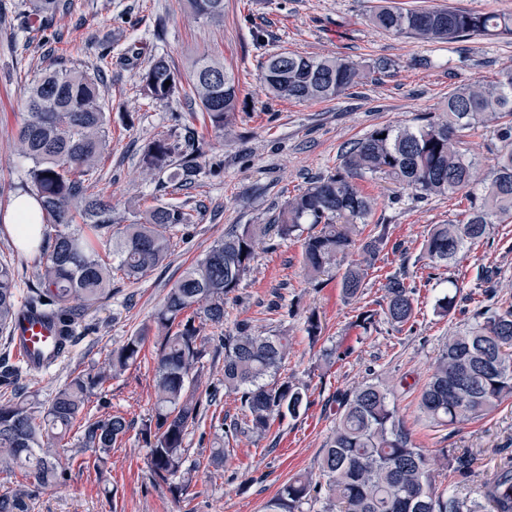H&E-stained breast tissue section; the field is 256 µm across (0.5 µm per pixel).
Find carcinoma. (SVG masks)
<instances>
[{"label":"carcinoma","instance_id":"1","mask_svg":"<svg viewBox=\"0 0 512 512\" xmlns=\"http://www.w3.org/2000/svg\"><path fill=\"white\" fill-rule=\"evenodd\" d=\"M193 15L208 23L224 20V0H186ZM33 11L46 16L64 9L62 0H31ZM369 21L393 35L429 42H453L480 36H512V13H479L451 7L400 8L380 6ZM368 73L341 57H313L282 51L269 56L261 81L275 97L296 101L330 100L364 83ZM171 84H165V81ZM101 77L80 68L42 69L27 82L23 122L15 152L25 166L24 192L40 204L43 231L38 285L24 306L59 321L67 345L75 339L79 312L112 294V280L139 279L160 265L171 249L170 230L193 224L192 211L156 205L145 222L127 224L111 233L112 204L94 191L91 177L112 145L110 116L100 90ZM142 92L154 101L172 98L181 77L163 57L149 61L141 74ZM193 98L206 113L211 128L231 134L237 110L238 81L233 71L207 55L198 57L186 79ZM492 127L504 144L493 168L475 179L477 161L462 148L466 131ZM386 137H381V134ZM176 148L154 141L141 162L146 171L168 165ZM370 174L410 191L413 199L469 190L466 220L435 224L424 239L428 278L458 259L468 245L482 239L492 224L512 219V68L495 81H473L454 87L444 103V116L423 117L417 125H382L350 143L341 153L336 172L310 182L288 199L267 224H243L214 241L204 257L186 268L168 291L153 326L129 337L112 350L105 367L81 374L58 390L41 410L34 397L15 392L0 398V473L22 470L39 485L64 480L74 457L54 451L73 427L86 398L113 377L135 365L143 344L153 336L156 368L152 414L140 429L149 448L152 479L180 495L187 464L185 438L207 406L220 393L239 396L245 418L222 419L224 445L211 451L210 464L219 467L231 456L230 441L242 427L259 437L276 417L297 418L308 404V388L280 377L286 357L284 337L255 332L242 321L229 332L200 336L201 325L224 326V304L249 271L260 236L291 238L309 225L303 238V262L315 278L337 266V257L354 244L359 223L376 205L355 179ZM362 239L363 260L339 274L347 299L362 293L368 270L389 244L385 226ZM112 254L105 259L101 251ZM382 311L366 309L355 325L367 331L384 316L403 327L414 322L415 288L401 274L382 284ZM18 274L0 261V334L12 335L21 310ZM224 356V376L203 385L206 357ZM204 389L206 400L197 393ZM393 392L379 384H362L345 394L336 427L322 449L319 474L288 480L265 512H302L310 501H321L323 512H512V460L500 465L492 480L470 485L475 457L469 451L441 449L443 466L454 476L448 488L437 486L427 453L413 444L392 401ZM512 398V307L488 309L464 332L441 349L419 408L437 425L452 426L490 413ZM130 429L119 414L88 419L78 444L109 454ZM32 490L18 483L0 493V512H27Z\"/></svg>","mask_w":512,"mask_h":512}]
</instances>
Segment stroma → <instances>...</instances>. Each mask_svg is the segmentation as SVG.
<instances>
[{
  "label": "stroma",
  "mask_w": 512,
  "mask_h": 512,
  "mask_svg": "<svg viewBox=\"0 0 512 512\" xmlns=\"http://www.w3.org/2000/svg\"><path fill=\"white\" fill-rule=\"evenodd\" d=\"M382 4L512 11V0H224V21L215 25L195 19L184 0H69L67 12L47 17L32 15L29 0H0V259L13 262L19 297L37 282L40 253L16 242L13 205L24 171L13 146L25 80L47 66L105 69L112 150L96 178L114 208L113 231L138 222L156 204L183 205L196 216L195 224L172 231V248L161 265L136 282L114 279L111 297L84 311L62 360L38 372L21 369L24 391L45 407L72 378L96 372L112 349L151 325L169 289L215 240L241 224L268 223L314 178L335 170L349 143L380 125L441 114L455 86L490 82L512 68V37L427 43L395 36L369 21ZM284 50L344 56L363 65L387 60L392 67L334 100L296 102L267 94L259 80L268 55ZM202 54L224 62L238 80L234 135L207 128L199 106L185 95L156 103L142 93L141 73L151 58L165 57L183 75ZM159 139L192 143L197 168L190 179L181 177L179 153L164 169L143 171L142 151ZM357 184L379 201L359 225L360 235L383 224L398 245L380 255L360 298H343L337 271L310 280L300 238H264L225 306V329L245 321L256 331L287 337L282 374L308 387L310 404L299 418L275 421L262 438L239 435L224 466L207 469L204 461L222 441L217 418L242 414L237 396L223 395L215 418L189 428L188 460L199 468L188 491L173 495L153 481L140 435L153 407L156 366L154 345L145 342L137 364L94 390L82 412L86 418L124 415L132 423L127 435L104 457L80 453L63 483L34 487L28 512H265L288 479L316 471L336 424L337 397L364 383L394 388L398 415L427 454L472 451L477 481H488L511 459L512 399L482 420L452 427L430 423L418 402L448 338L468 328L476 312L512 304V223L493 225L431 280L424 236L431 225L465 218L466 191L420 202L389 180L367 175ZM395 273L416 287L413 326L399 329L381 318L370 330L356 328L361 308L380 307L384 278ZM452 289L457 307L439 315L437 301ZM312 313L322 327L315 342L305 330Z\"/></svg>",
  "instance_id": "obj_1"
}]
</instances>
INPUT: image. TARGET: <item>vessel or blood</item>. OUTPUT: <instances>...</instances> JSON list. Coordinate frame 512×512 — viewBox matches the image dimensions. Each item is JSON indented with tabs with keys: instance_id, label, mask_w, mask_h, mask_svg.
Masks as SVG:
<instances>
[{
	"instance_id": "b4317fda",
	"label": "vessel or blood",
	"mask_w": 512,
	"mask_h": 512,
	"mask_svg": "<svg viewBox=\"0 0 512 512\" xmlns=\"http://www.w3.org/2000/svg\"><path fill=\"white\" fill-rule=\"evenodd\" d=\"M57 334L55 325L34 311L22 309L13 329V350L28 369L42 370L53 362L48 350Z\"/></svg>"
}]
</instances>
